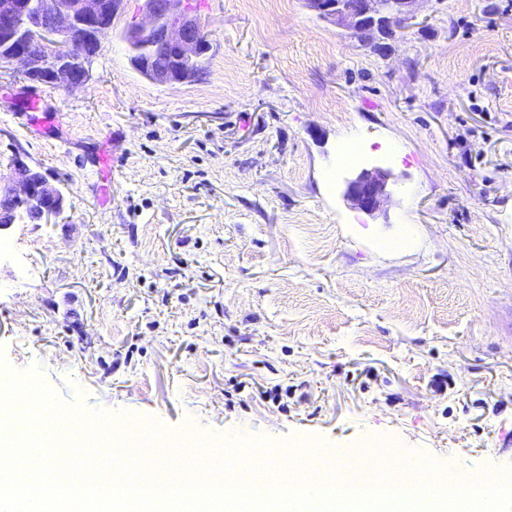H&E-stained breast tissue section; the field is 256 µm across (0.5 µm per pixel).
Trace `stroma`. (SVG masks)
<instances>
[{
  "mask_svg": "<svg viewBox=\"0 0 512 512\" xmlns=\"http://www.w3.org/2000/svg\"><path fill=\"white\" fill-rule=\"evenodd\" d=\"M196 4L197 82L132 67L143 0L84 88L0 67V165L66 196L0 230V357L121 428L512 468V0H423L382 55L304 0ZM390 178L391 174L387 170H363L348 182L345 197L353 208L375 214L383 209L390 198Z\"/></svg>",
  "mask_w": 512,
  "mask_h": 512,
  "instance_id": "stroma-1",
  "label": "stroma"
}]
</instances>
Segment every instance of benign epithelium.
I'll use <instances>...</instances> for the list:
<instances>
[{
    "label": "benign epithelium",
    "mask_w": 512,
    "mask_h": 512,
    "mask_svg": "<svg viewBox=\"0 0 512 512\" xmlns=\"http://www.w3.org/2000/svg\"><path fill=\"white\" fill-rule=\"evenodd\" d=\"M307 7L330 25L349 32L364 44L386 48V40L395 36L416 14L420 0H305ZM149 15L146 24L129 30L134 48H150L167 55L169 63L151 72V81L159 85L190 82L200 74L193 65L210 51V42L200 22L192 16L188 0H145ZM124 0H0V46L8 51L0 55L3 63L20 65L32 80L37 72L46 81L63 89L85 85L88 64L101 49ZM81 36L78 55L62 59L73 38ZM11 185L5 187L8 213L31 211L38 221L50 224L65 208L62 190L40 178L14 154L10 166ZM390 172L363 170L349 181L345 197L350 205L367 214L383 209L390 198Z\"/></svg>",
    "instance_id": "1"
}]
</instances>
